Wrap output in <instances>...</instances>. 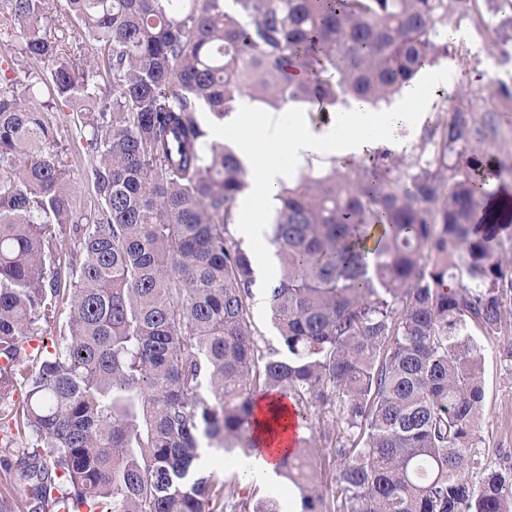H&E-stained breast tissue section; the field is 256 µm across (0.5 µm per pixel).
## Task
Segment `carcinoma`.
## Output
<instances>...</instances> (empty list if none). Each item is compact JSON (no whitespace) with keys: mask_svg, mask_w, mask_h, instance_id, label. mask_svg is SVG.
Listing matches in <instances>:
<instances>
[{"mask_svg":"<svg viewBox=\"0 0 512 512\" xmlns=\"http://www.w3.org/2000/svg\"><path fill=\"white\" fill-rule=\"evenodd\" d=\"M44 2L0 0L24 34V82L0 86V512H512V466L472 475L470 329L496 333L512 289L497 225L476 220L485 179L462 160L493 116L439 114L408 159L314 155L291 176L266 231L276 347L232 234L247 170L195 116L379 109L478 0H66L100 43L82 70L44 32ZM492 31L487 54L507 55L512 16ZM44 86L89 106L87 211ZM263 394L308 430L276 467L288 501L240 494ZM325 448L342 461L329 487ZM254 293L253 315L255 324L261 334L264 335L265 339L270 341L271 344L277 346L278 332L271 320L269 305L264 297L265 291L263 288H257L256 284ZM260 297H263V299H260Z\"/></svg>","mask_w":512,"mask_h":512,"instance_id":"carcinoma-1","label":"carcinoma"}]
</instances>
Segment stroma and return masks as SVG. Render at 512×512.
Segmentation results:
<instances>
[{"instance_id": "35a3bbf8", "label": "stroma", "mask_w": 512, "mask_h": 512, "mask_svg": "<svg viewBox=\"0 0 512 512\" xmlns=\"http://www.w3.org/2000/svg\"><path fill=\"white\" fill-rule=\"evenodd\" d=\"M64 0H47L49 22H62L68 59L78 68L98 60L96 42L88 40L80 22H68ZM479 17L455 24L448 37V54L421 71L413 87L418 95L412 103L411 119L395 128L387 146L396 155L409 157L416 152L425 128L431 126L441 108L456 112L461 101H469L477 113L488 111L497 115V129L489 133L476 158L479 171L487 180L489 191H512V178L499 174L498 163L512 159V111L503 112L497 100L487 98L485 88L496 82L512 88V59L491 60L483 52L484 26L490 21L485 0L478 5ZM48 114L56 137V149L66 167L73 188L74 204L85 209L94 198L87 179L86 142L77 130L76 110L61 98H50ZM508 309L507 322L498 334H475L474 339L484 355L483 414L479 421L474 456L477 471L494 470L512 464V360L502 351L512 345V293L504 299Z\"/></svg>"}]
</instances>
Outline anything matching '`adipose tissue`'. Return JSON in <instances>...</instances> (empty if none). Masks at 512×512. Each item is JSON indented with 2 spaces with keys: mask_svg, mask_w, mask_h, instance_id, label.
I'll list each match as a JSON object with an SVG mask.
<instances>
[{
  "mask_svg": "<svg viewBox=\"0 0 512 512\" xmlns=\"http://www.w3.org/2000/svg\"><path fill=\"white\" fill-rule=\"evenodd\" d=\"M413 90H405L402 101L378 111L363 104H352L337 112L335 129L315 134L302 125L283 130L281 122L272 112H255L243 109L233 113L229 119L230 128L239 133L237 147L239 153L247 159L254 158L261 143L277 145V153L269 155L257 177L252 179L248 192L249 201H262L266 207H274L275 196L280 182L290 177L292 164H300L313 154L333 157L339 161L359 158L375 139L377 127H392L407 115L409 99ZM347 129V136L340 137L336 128ZM288 431L287 421H280L277 428L262 433V446L248 458L244 467L245 480H267L273 477L275 456L273 445L281 444Z\"/></svg>",
  "mask_w": 512,
  "mask_h": 512,
  "instance_id": "ef3b65f1",
  "label": "adipose tissue"
}]
</instances>
